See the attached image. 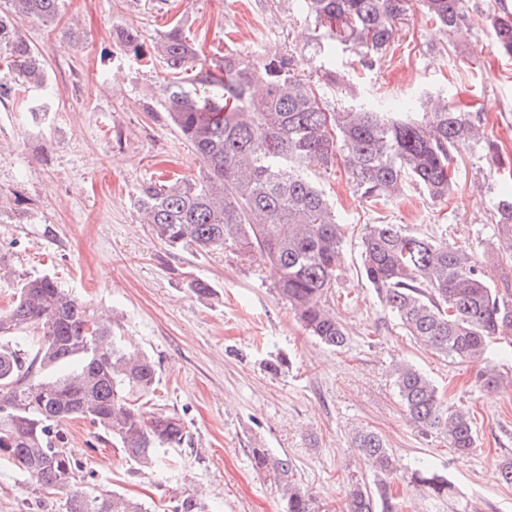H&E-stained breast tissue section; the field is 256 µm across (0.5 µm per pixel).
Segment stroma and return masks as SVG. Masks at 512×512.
Instances as JSON below:
<instances>
[{
    "mask_svg": "<svg viewBox=\"0 0 512 512\" xmlns=\"http://www.w3.org/2000/svg\"><path fill=\"white\" fill-rule=\"evenodd\" d=\"M504 2L512 6L467 0L472 25L455 37L412 5L379 67L349 74L346 89L326 87V97L352 108L432 93L455 111L482 113L499 155L512 160V58L496 51L489 22ZM177 18L208 61L228 50L292 49L306 72L320 64L306 47L309 23L299 0H65L54 25L17 22L45 59L47 90L0 104V256L8 270L0 275V309L15 299L20 276L48 275L91 312L112 311L116 335L157 366L148 410L179 417L191 439L165 451L159 468L138 470L109 435L88 420H69L68 450L83 465L84 486L136 499L146 512H174L187 497L198 499L201 512H285L251 460L252 449L264 448L288 455L299 484L325 512H340L350 479H373L351 445L353 430L367 426L401 468L429 463L453 487L447 500L405 491L402 512H512V486L497 480L499 464L512 457V386L484 391L474 366L448 362L407 336L361 278L358 245L366 225L383 221L493 259L492 201L505 189L503 174L482 150L469 151L443 207L414 189L372 206L343 167L321 175L347 226L332 299L349 339L329 349L296 322L276 292L273 268L243 260L230 246L168 250L139 220L134 202L143 183L197 178L200 162L162 110L164 67L125 54L113 32L138 29L149 49ZM41 103L49 114L37 122L29 109ZM194 279L208 282L212 295L194 293ZM280 358L284 366L270 370ZM404 360L448 404L473 410L478 446L469 457L406 421L390 380L393 364ZM0 512L58 508L0 464Z\"/></svg>",
    "mask_w": 512,
    "mask_h": 512,
    "instance_id": "35a3bbf8",
    "label": "stroma"
}]
</instances>
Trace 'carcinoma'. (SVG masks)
I'll list each match as a JSON object with an SVG mask.
<instances>
[{
    "mask_svg": "<svg viewBox=\"0 0 512 512\" xmlns=\"http://www.w3.org/2000/svg\"><path fill=\"white\" fill-rule=\"evenodd\" d=\"M0 11V54L18 77L0 79V102L17 86L47 89L44 59L20 33L16 19L55 23L62 0H6ZM313 20L310 39L325 58L340 46L352 67L373 70L400 31L408 0H301ZM427 21L448 35L468 30L465 0H420ZM512 13L491 21L495 48L512 57ZM118 44L143 57L138 31L123 28ZM154 50L170 76L163 110L203 164L198 180L149 181L136 205L143 223L171 250L198 252L234 246L248 258L275 266L277 290L295 319L322 344L341 348L347 331L335 311L321 304L339 277L344 232L315 175L343 166L354 190L371 204L420 190L436 205L448 203L458 161L476 147L491 156L480 115L455 111L445 98L426 94L404 112L330 106L322 88L346 87L348 75L320 66L311 79L293 50L261 57L226 52L191 85L186 74L200 48L176 21ZM496 250L512 258V192L493 202ZM360 275L374 288L406 334L452 362L478 367L476 382L497 390L504 377L496 363L512 356V290L472 251L407 231L400 224H370L360 241ZM36 332L38 348H22ZM0 458L24 473L43 495L59 497L64 512H144L120 493L90 492L80 465L67 452L64 423L89 420L115 440L126 458L152 469L159 454L190 442L184 422L147 412L155 363L115 335L111 318L89 312L79 298L43 275L20 279L11 306L0 311ZM391 384L407 419L424 434L436 433L460 457L477 448L470 411L445 403L421 370L401 362ZM353 447L369 466L374 485L349 483L342 512H400L390 449L368 427L355 430ZM255 468L270 477L286 512H322V505L294 478L288 456L252 449ZM425 498L452 497L448 479L426 466L400 477Z\"/></svg>",
    "mask_w": 512,
    "mask_h": 512,
    "instance_id": "carcinoma-1",
    "label": "carcinoma"
}]
</instances>
